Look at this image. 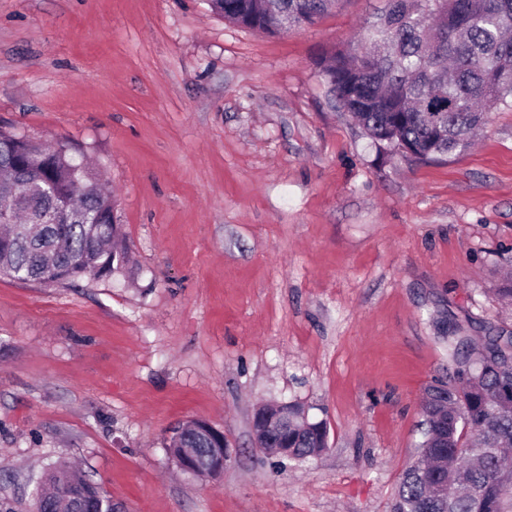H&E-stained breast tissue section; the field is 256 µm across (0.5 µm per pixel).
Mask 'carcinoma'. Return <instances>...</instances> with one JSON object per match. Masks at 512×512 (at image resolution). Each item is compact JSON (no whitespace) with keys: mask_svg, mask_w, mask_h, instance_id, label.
<instances>
[{"mask_svg":"<svg viewBox=\"0 0 512 512\" xmlns=\"http://www.w3.org/2000/svg\"><path fill=\"white\" fill-rule=\"evenodd\" d=\"M338 0H210L224 20L270 36L312 25ZM370 50L337 49L322 72L340 107L378 144H404L421 159L465 150L501 106L512 108V0H386L366 22ZM69 150L53 152L0 130V205L17 223L0 229V275L63 281L99 263L124 272L127 253L109 222L112 190L97 186ZM448 377L420 404L427 428L404 470L393 512H512V331L479 341L451 337ZM200 425L169 438L177 458L208 448ZM327 448L322 421L292 433L282 457ZM117 512L112 498L65 462L46 469L31 512Z\"/></svg>","mask_w":512,"mask_h":512,"instance_id":"obj_1","label":"carcinoma"}]
</instances>
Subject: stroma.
Returning <instances> with one entry per match:
<instances>
[{"mask_svg":"<svg viewBox=\"0 0 512 512\" xmlns=\"http://www.w3.org/2000/svg\"><path fill=\"white\" fill-rule=\"evenodd\" d=\"M384 0L269 36L209 0H0V130L85 155L129 271L0 277V505L69 461L123 512H391L447 329H512V109L421 161L335 107L328 52ZM298 404L328 447L269 456L255 407ZM231 460L181 473L174 428ZM211 442L203 426L192 423L179 426L169 438L170 452L176 459L185 448H210Z\"/></svg>","mask_w":512,"mask_h":512,"instance_id":"stroma-1","label":"stroma"}]
</instances>
